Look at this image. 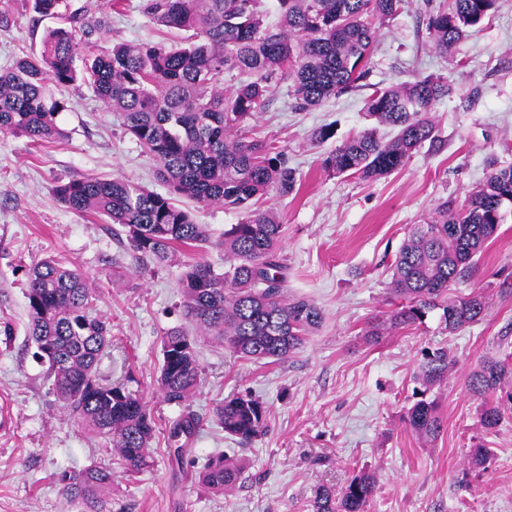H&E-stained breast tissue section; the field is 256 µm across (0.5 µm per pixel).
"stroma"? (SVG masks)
<instances>
[{"label":"stroma","mask_w":512,"mask_h":512,"mask_svg":"<svg viewBox=\"0 0 512 512\" xmlns=\"http://www.w3.org/2000/svg\"><path fill=\"white\" fill-rule=\"evenodd\" d=\"M143 0L114 12L104 0H64L63 13L100 25L102 44L159 40ZM425 0H405L382 28L361 88L301 110L281 80L250 137L282 146L296 187L264 198L285 226L286 292L321 308V326L284 361L254 362L197 336L201 386L192 403L199 422L190 450L175 457L169 429L181 414L164 402L157 377L166 331L185 323L180 276L192 255L175 252L158 266L139 264L121 226L66 208L54 186L108 174L166 193L154 161L82 83L63 88L68 103L57 121L64 138L39 145L0 134V405L16 420L0 432V512H66L58 477L90 466L112 473V512H310L315 490L341 487L357 471L371 472L376 493L367 512H512V410L496 429L479 422V402L465 387L489 357L512 353V207L495 237L449 296L486 298L484 318L456 332L436 316L393 330L378 342L365 331L390 310L391 264L414 225L443 201L465 203L491 163H512V0L496 9L448 56L434 51ZM51 20H37L33 0H0V71L39 51ZM427 75L450 88L433 114L434 137L404 165L381 178L333 175L324 153L368 128L366 100L374 89ZM334 138L313 146L315 128ZM74 264L95 287L97 315L112 326V345L98 373L121 381L149 405L156 423L150 461L132 473L114 448L83 432L50 391L27 335L28 271L47 256ZM447 347L456 365L433 394L444 430L432 442L405 422L413 403L422 348ZM250 394L267 408L264 432L251 443L228 438L213 409L224 398ZM494 452L492 465L458 475L476 444ZM242 461L233 490L219 495L194 475L215 454Z\"/></svg>","instance_id":"stroma-1"}]
</instances>
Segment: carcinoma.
<instances>
[{
	"label": "carcinoma",
	"instance_id": "obj_1",
	"mask_svg": "<svg viewBox=\"0 0 512 512\" xmlns=\"http://www.w3.org/2000/svg\"><path fill=\"white\" fill-rule=\"evenodd\" d=\"M61 0H34L40 17L59 14ZM263 0H145L144 11L157 26L189 33L187 45L164 42L112 47L90 40L102 24L88 26L77 15L69 25L47 30L39 53L22 57L0 72V133L39 144L64 136L57 116L67 109L52 91L81 80L120 125L156 162L170 191L202 206L238 210L242 218L224 229L214 243L188 209L171 198L120 178L87 176L57 185L56 198L78 213L104 216L127 232L130 249L141 261L167 262L182 247L200 258L182 274L181 307L198 330L238 358L282 361L299 350L322 323L321 310L304 298L286 295L281 249L284 224L273 211L252 201L295 188L285 150L273 141L244 136L246 123L268 102L270 88L282 76L291 80L296 107H317L358 87L367 77L374 46L385 23L404 0H277L281 24L265 23ZM497 0H450L446 10L429 14L433 45L446 55L494 9ZM81 64H76V61ZM228 74L239 76L224 90ZM448 96L438 77L375 90L366 115L396 131L388 142L367 129L329 151L322 161L336 175L378 178L401 167L414 150L433 138L430 117ZM512 206V164L490 165L484 183L465 204L448 201L438 217L417 224L396 254L391 292L394 301L382 330L403 329L440 311L448 332L480 321L486 301L472 292L442 299L497 232L504 206ZM224 252L218 273L202 255ZM28 335L34 357L45 367L53 395L87 433L116 448L126 469L147 465L155 421L147 406L123 383H106L98 365L112 344L110 324L94 313L96 297L87 277L52 256L28 272ZM159 387L168 404L184 408L169 437H191L198 418L190 403L200 387L201 364L188 332L169 328L162 342ZM455 364L448 349L421 352L415 391L406 423L419 437L436 440L443 430L432 388ZM512 361L488 358L466 381L468 393L481 400V425L492 429L501 408H512ZM501 392L488 402L487 397ZM224 433L249 443L260 435L266 406L251 396H231L214 411ZM492 451L473 448L460 484L472 471L487 469ZM242 474L238 463L212 457L198 481L222 494ZM60 493L71 512H107L112 474L97 467L59 477ZM368 472L354 474L340 489L320 488L311 512H366L375 493Z\"/></svg>",
	"mask_w": 512,
	"mask_h": 512
}]
</instances>
